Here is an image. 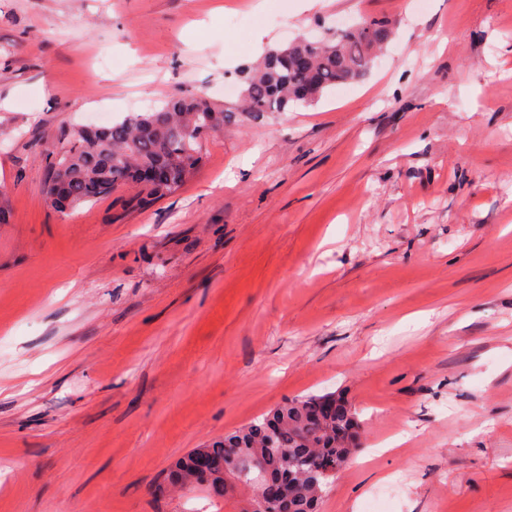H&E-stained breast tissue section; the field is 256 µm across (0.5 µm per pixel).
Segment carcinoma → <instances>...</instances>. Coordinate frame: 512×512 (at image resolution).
Here are the masks:
<instances>
[{"mask_svg": "<svg viewBox=\"0 0 512 512\" xmlns=\"http://www.w3.org/2000/svg\"><path fill=\"white\" fill-rule=\"evenodd\" d=\"M392 35L388 22L370 20L338 29L328 38L301 39L272 49L247 68L236 112L203 96H175L157 109L133 112L92 134L86 128L73 130L64 150L48 151L44 193L53 195L54 207L62 211L132 186L137 189L136 205L148 208L193 176L202 159L203 139L223 132L237 114L257 118L282 112L292 103L311 104L325 90L363 78ZM155 167L168 170L166 182L140 181L143 170ZM320 400H287L208 443L207 449L220 459L231 456L237 461L227 477L255 491L270 475L288 491L289 512H311L336 473L352 460L354 448L345 446L338 432L359 424L348 402L330 417L319 414ZM193 454L187 452L168 469L155 495H164L170 486L224 498L219 486L201 485Z\"/></svg>", "mask_w": 512, "mask_h": 512, "instance_id": "obj_1", "label": "carcinoma"}]
</instances>
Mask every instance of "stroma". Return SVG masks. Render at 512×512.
<instances>
[{
  "mask_svg": "<svg viewBox=\"0 0 512 512\" xmlns=\"http://www.w3.org/2000/svg\"><path fill=\"white\" fill-rule=\"evenodd\" d=\"M372 18L366 77L207 137L152 207L47 200L91 113L235 102ZM0 190V512H239L153 488L312 394L361 421L319 512H512V0H0Z\"/></svg>",
  "mask_w": 512,
  "mask_h": 512,
  "instance_id": "1",
  "label": "stroma"
}]
</instances>
